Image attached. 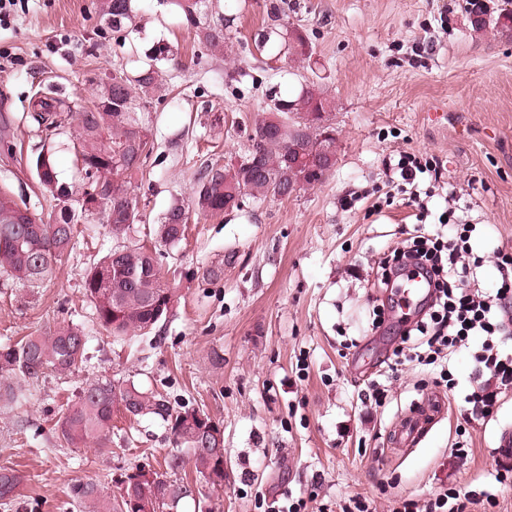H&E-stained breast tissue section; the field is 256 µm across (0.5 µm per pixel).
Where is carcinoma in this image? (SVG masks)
Instances as JSON below:
<instances>
[{"label": "carcinoma", "instance_id": "obj_1", "mask_svg": "<svg viewBox=\"0 0 512 512\" xmlns=\"http://www.w3.org/2000/svg\"><path fill=\"white\" fill-rule=\"evenodd\" d=\"M206 0H177L186 20L196 28L203 48L221 51L231 43L223 20L209 21L202 11ZM106 19L120 32L132 22V0H108ZM476 32L488 28L512 33V10L493 19L482 7L472 8ZM163 88L160 70L153 64L134 77L125 72L103 86L98 103L70 116L63 112H34L32 120L42 131L58 133L65 121L76 125L73 148L80 182L58 181L54 153L41 151L33 162L40 185L57 201L50 222L32 214L12 196L0 192V277L37 288L56 276L62 256L73 249L75 215L100 216L113 238L128 239L140 221L138 200L130 191L132 179L142 171L154 143L150 129L135 117L134 102L146 110L150 95ZM334 102L315 85L302 86L292 99H279L271 112L254 120L249 144L239 159L209 167L198 179L192 209L213 215L238 207L246 199L288 198L293 193L322 183L336 164V136L328 124ZM189 211L172 206L156 229V238L173 246L183 238ZM82 294L92 307L97 323L116 342L148 335L167 320L176 288L163 280L156 255L137 244L122 245L104 255L85 271ZM86 336L77 324L26 336L0 346V407L16 403L22 383L54 372L67 375L85 360ZM121 410L131 418L146 415L169 427L175 448L164 458L163 471L136 467L117 480L118 492L110 494L94 479L77 481L69 496L80 512H172L192 499L193 482L181 477L190 466L205 483L224 484V461L215 449L224 447V436L209 433L212 419L187 406L176 409L161 395L148 393L130 381L98 379L77 399L67 403L59 424L61 439L72 448L91 443L104 451L112 443V416ZM24 476L0 469V504L16 501Z\"/></svg>", "mask_w": 512, "mask_h": 512}]
</instances>
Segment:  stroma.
Here are the masks:
<instances>
[{
	"instance_id": "obj_1",
	"label": "stroma",
	"mask_w": 512,
	"mask_h": 512,
	"mask_svg": "<svg viewBox=\"0 0 512 512\" xmlns=\"http://www.w3.org/2000/svg\"><path fill=\"white\" fill-rule=\"evenodd\" d=\"M103 3L27 0L0 26V116L11 135L0 143V190L51 220L56 203L33 161L51 148L66 183L77 166L67 136L33 130L35 103L78 111L116 70L157 57L167 90L149 106L154 149L132 184L142 212L133 240L156 251L178 302L150 335L113 342L81 288L85 269L118 242L84 214L52 283L31 292L0 285L1 345L71 322L88 339L79 370L24 383L19 402L0 409V468L25 477L17 503L0 512H76V481L110 488L124 470L162 468L171 436L151 416L115 412L107 453L59 439L66 404L104 377L199 408L223 427V487H204L202 502L180 512H271L287 497L337 512L356 496L392 512L399 499L447 488L475 492L472 512H512V483L496 471L512 458L500 447L512 431V389L488 418L462 421L481 337L451 354L447 409L416 447L387 446V435L427 398L431 368L405 363L386 380L383 406L364 401L400 342L381 286L380 262L394 247L419 232L453 237L465 221L486 256L476 288L492 295L499 286L491 253L512 245V37L473 31L468 0H212L236 44L224 57L199 45L168 0H133L134 21L118 34L102 21ZM282 23L304 34L310 58L276 44L256 49L258 34ZM310 81L335 103L328 178L283 200L192 214L182 241L160 245L157 224L173 203L189 204L200 173L241 155L255 116ZM404 151L439 162L420 206L395 187L391 165ZM228 252L235 262L223 278L203 279Z\"/></svg>"
}]
</instances>
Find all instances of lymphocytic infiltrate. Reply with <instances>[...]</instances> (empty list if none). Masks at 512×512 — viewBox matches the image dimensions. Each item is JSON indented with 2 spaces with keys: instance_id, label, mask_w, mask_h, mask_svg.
Segmentation results:
<instances>
[{
  "instance_id": "lymphocytic-infiltrate-1",
  "label": "lymphocytic infiltrate",
  "mask_w": 512,
  "mask_h": 512,
  "mask_svg": "<svg viewBox=\"0 0 512 512\" xmlns=\"http://www.w3.org/2000/svg\"><path fill=\"white\" fill-rule=\"evenodd\" d=\"M470 239L465 230L449 240L416 236L385 258L382 279L393 283L409 272L428 283L429 295L417 319L401 332L417 361L434 364L480 336L484 342L474 354L476 372L490 375L506 390L512 388V354L500 351L498 338L512 329V248L494 250L501 285L495 295L486 296L469 286Z\"/></svg>"
}]
</instances>
